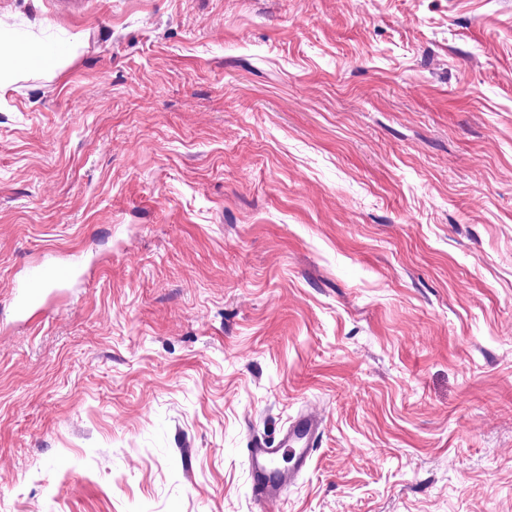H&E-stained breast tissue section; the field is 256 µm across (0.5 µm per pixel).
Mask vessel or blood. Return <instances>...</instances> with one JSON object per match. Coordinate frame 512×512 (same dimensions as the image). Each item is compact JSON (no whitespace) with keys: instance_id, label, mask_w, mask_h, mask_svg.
<instances>
[{"instance_id":"vessel-or-blood-1","label":"vessel or blood","mask_w":512,"mask_h":512,"mask_svg":"<svg viewBox=\"0 0 512 512\" xmlns=\"http://www.w3.org/2000/svg\"><path fill=\"white\" fill-rule=\"evenodd\" d=\"M66 268L47 259L31 268L27 277L16 286L13 294L18 312H27L38 299L42 288L54 276L66 275ZM321 420L311 412H304L293 419L281 442L274 447L254 442L247 451L251 494L257 503L271 501L278 496L281 483L296 476L311 460L321 435ZM289 460L288 467H277L278 457Z\"/></svg>"}]
</instances>
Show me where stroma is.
Returning <instances> with one entry per match:
<instances>
[{"label": "stroma", "mask_w": 512, "mask_h": 512, "mask_svg": "<svg viewBox=\"0 0 512 512\" xmlns=\"http://www.w3.org/2000/svg\"><path fill=\"white\" fill-rule=\"evenodd\" d=\"M0 14L80 45L0 93V512H512V0ZM70 271V267H60L50 258L31 268L27 277L15 287L13 300L16 310L26 313L39 298L41 289L46 287L51 277L65 276ZM321 431L320 418L312 412H303L290 422L276 447L255 441L252 448H247L251 494L257 503L277 498L281 483L301 472L316 450ZM279 456H288L290 465L277 467Z\"/></svg>", "instance_id": "stroma-1"}]
</instances>
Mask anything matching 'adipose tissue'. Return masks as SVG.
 <instances>
[{"instance_id":"obj_1","label":"adipose tissue","mask_w":512,"mask_h":512,"mask_svg":"<svg viewBox=\"0 0 512 512\" xmlns=\"http://www.w3.org/2000/svg\"><path fill=\"white\" fill-rule=\"evenodd\" d=\"M72 40L65 39L47 46L41 30L19 29L0 21V91L10 87L18 76L31 68L47 71L63 68L71 56Z\"/></svg>"}]
</instances>
